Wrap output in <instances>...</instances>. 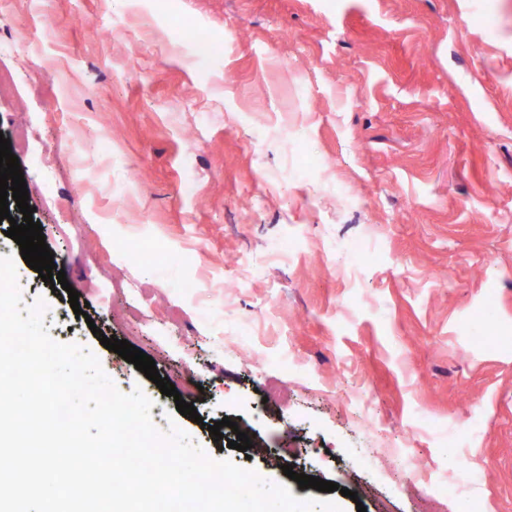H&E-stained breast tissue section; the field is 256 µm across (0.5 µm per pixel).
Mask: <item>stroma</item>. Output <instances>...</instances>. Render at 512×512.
<instances>
[{
  "label": "stroma",
  "mask_w": 512,
  "mask_h": 512,
  "mask_svg": "<svg viewBox=\"0 0 512 512\" xmlns=\"http://www.w3.org/2000/svg\"><path fill=\"white\" fill-rule=\"evenodd\" d=\"M0 64V134L31 129L28 203L70 287L7 237L19 210L0 255L53 340L141 390L159 431L295 497L317 491L286 463L342 512H420L439 488L443 512H512V0H11ZM362 406L391 447L375 461ZM225 417L254 453L209 434Z\"/></svg>",
  "instance_id": "obj_1"
}]
</instances>
